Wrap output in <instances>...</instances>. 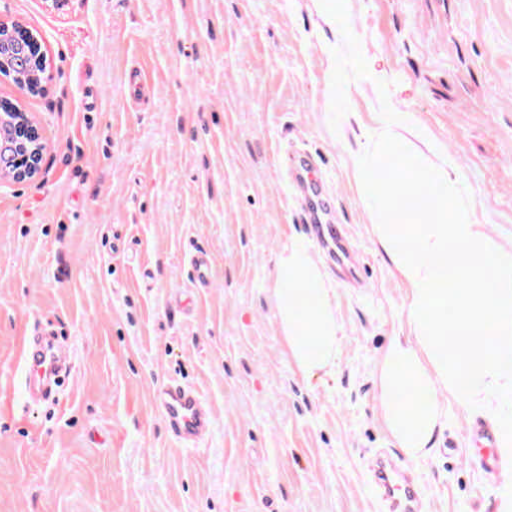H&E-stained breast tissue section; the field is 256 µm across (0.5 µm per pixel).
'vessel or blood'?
<instances>
[{
    "instance_id": "1",
    "label": "vessel or blood",
    "mask_w": 512,
    "mask_h": 512,
    "mask_svg": "<svg viewBox=\"0 0 512 512\" xmlns=\"http://www.w3.org/2000/svg\"><path fill=\"white\" fill-rule=\"evenodd\" d=\"M327 238L320 244L337 264L350 257L346 240L335 225H328ZM22 362L25 370L21 392L35 399L47 396L64 365L53 340L42 333L24 337ZM155 403L168 422L171 433L183 442H193L203 436L210 426V411L192 388L172 381L155 394ZM369 483L381 512H422L423 495L419 485L390 458L377 459L368 467Z\"/></svg>"
}]
</instances>
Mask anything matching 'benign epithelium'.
Masks as SVG:
<instances>
[{"instance_id": "benign-epithelium-1", "label": "benign epithelium", "mask_w": 512, "mask_h": 512, "mask_svg": "<svg viewBox=\"0 0 512 512\" xmlns=\"http://www.w3.org/2000/svg\"><path fill=\"white\" fill-rule=\"evenodd\" d=\"M16 57L24 71H15L0 59V79L31 95H39L52 80L38 37L16 20L0 19V51ZM0 113V185L37 178L46 149L39 124L15 104Z\"/></svg>"}]
</instances>
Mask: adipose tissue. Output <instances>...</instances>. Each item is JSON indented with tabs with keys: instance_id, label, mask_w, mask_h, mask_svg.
I'll use <instances>...</instances> for the list:
<instances>
[{
	"instance_id": "ef3b65f1",
	"label": "adipose tissue",
	"mask_w": 512,
	"mask_h": 512,
	"mask_svg": "<svg viewBox=\"0 0 512 512\" xmlns=\"http://www.w3.org/2000/svg\"><path fill=\"white\" fill-rule=\"evenodd\" d=\"M281 341L296 372L311 377L331 371L344 335L334 291L319 263L291 246L280 254L272 288Z\"/></svg>"
}]
</instances>
